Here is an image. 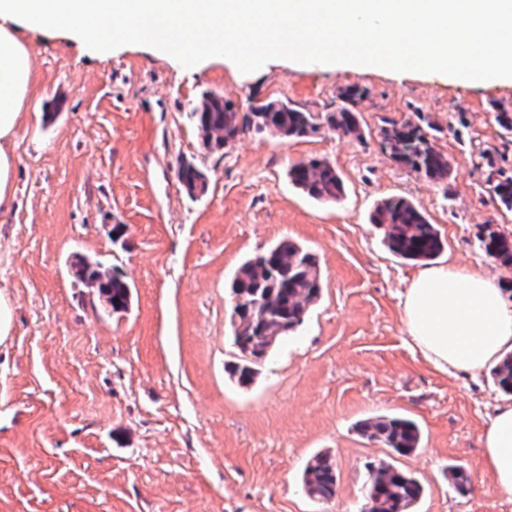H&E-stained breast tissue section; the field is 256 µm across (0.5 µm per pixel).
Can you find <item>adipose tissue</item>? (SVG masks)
Listing matches in <instances>:
<instances>
[{"mask_svg":"<svg viewBox=\"0 0 512 512\" xmlns=\"http://www.w3.org/2000/svg\"><path fill=\"white\" fill-rule=\"evenodd\" d=\"M238 19L227 29L225 17ZM304 16L329 32L342 28L348 50L315 48L298 34L280 39L257 19ZM209 23L210 36L173 39L171 19ZM120 18V35L195 57L214 50L237 64L295 51L309 58L370 68H397L423 58L424 70L470 76L512 75V0H0V213L15 203V145L32 78L30 36L74 35L96 51L103 22ZM402 319L413 346L441 372L480 371L512 351V293L477 272L447 265L423 268L406 289ZM483 464L512 497V396L496 406L483 433Z\"/></svg>","mask_w":512,"mask_h":512,"instance_id":"adipose-tissue-1","label":"adipose tissue"}]
</instances>
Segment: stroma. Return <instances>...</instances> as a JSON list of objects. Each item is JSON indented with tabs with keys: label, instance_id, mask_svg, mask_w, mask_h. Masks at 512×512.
Segmentation results:
<instances>
[{
	"label": "stroma",
	"instance_id": "stroma-1",
	"mask_svg": "<svg viewBox=\"0 0 512 512\" xmlns=\"http://www.w3.org/2000/svg\"><path fill=\"white\" fill-rule=\"evenodd\" d=\"M33 80L16 147V204L0 215V292L13 332L0 343V512H360L371 464L413 475L414 512H512L480 466L482 432L501 392L490 370L444 374L410 345L400 296L419 271L371 224L403 196L444 242L437 261L512 280L478 248L489 224L512 235V211L485 190L479 149L500 145L493 104L512 79L327 65L291 52L241 69L223 57L113 39L109 52L68 35L29 41ZM365 93L362 138L252 131L208 149L191 116L215 92L242 112L283 100L311 112ZM422 113L450 162L448 184L397 164L380 117ZM326 159L336 203L308 197L290 166ZM191 160L208 176L189 196ZM290 239L309 252L322 290L304 324L243 387L228 370L231 285L240 265ZM121 274L131 305L114 316L72 272L78 258ZM415 421L423 443L399 456L363 439L360 421ZM327 452L337 487L310 498L302 476ZM453 465L466 467L465 492ZM177 176L188 194L195 196L197 191L201 193L206 192L207 180L205 179V174L194 162L188 160L180 161L177 168Z\"/></svg>",
	"mask_w": 512,
	"mask_h": 512
}]
</instances>
